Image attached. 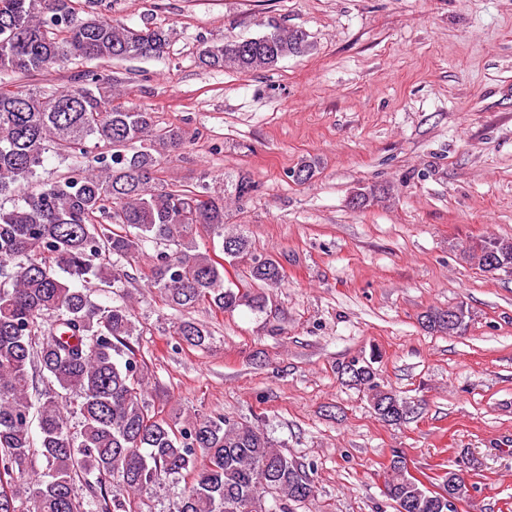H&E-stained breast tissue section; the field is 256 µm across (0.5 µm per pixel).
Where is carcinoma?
I'll return each instance as SVG.
<instances>
[{"instance_id": "cac0c4a2", "label": "carcinoma", "mask_w": 512, "mask_h": 512, "mask_svg": "<svg viewBox=\"0 0 512 512\" xmlns=\"http://www.w3.org/2000/svg\"><path fill=\"white\" fill-rule=\"evenodd\" d=\"M263 26L256 37L200 43L198 63L254 72L307 50L277 19ZM171 39L160 27L81 17L75 0H0V73L156 56ZM117 96L112 75L96 67L63 89L0 86V198L20 196L0 206V512H143V494L179 480L173 512H295L316 493L305 466L257 421L195 413L178 427L151 411L142 399L148 366L130 342L132 306L93 299L128 281L151 242L149 287L169 308H263L261 293L224 286V264L196 242L200 227L230 263L246 264L252 283L282 282L276 259L226 229L224 201L248 199L251 178L237 175L230 193L156 187L163 158L186 148L185 133L144 108L114 105ZM48 151L70 161L68 175L24 192ZM491 252L512 263V238L471 242L466 262L487 272ZM470 321L450 324L448 311L431 308L421 324L454 336ZM175 334L195 347L210 336L191 319L177 322ZM337 373L380 420H407L409 402L385 388L372 361L353 357ZM35 455L43 470L32 478ZM404 465L394 452L387 498L405 512H448L438 493L406 480Z\"/></svg>"}]
</instances>
